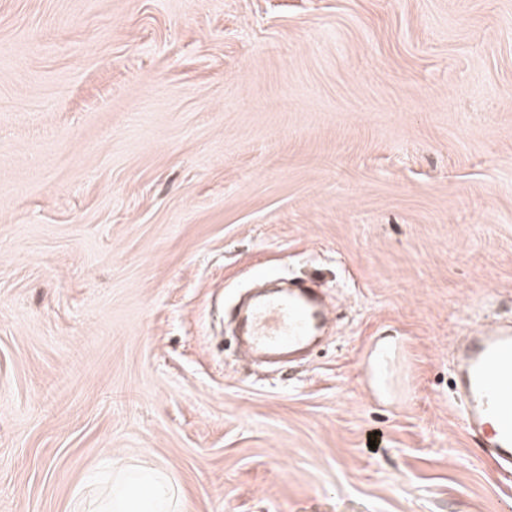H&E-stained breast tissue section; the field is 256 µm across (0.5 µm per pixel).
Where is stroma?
Listing matches in <instances>:
<instances>
[{
	"mask_svg": "<svg viewBox=\"0 0 512 512\" xmlns=\"http://www.w3.org/2000/svg\"><path fill=\"white\" fill-rule=\"evenodd\" d=\"M319 282L305 365L237 355ZM512 318V0H0V512H512L452 405ZM134 479L140 488L137 507H133L125 493V484ZM175 497L173 488L157 469L140 468L126 471L115 478L112 497L102 512H170Z\"/></svg>",
	"mask_w": 512,
	"mask_h": 512,
	"instance_id": "1",
	"label": "stroma"
}]
</instances>
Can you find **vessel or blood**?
Returning a JSON list of instances; mask_svg holds the SVG:
<instances>
[{
    "instance_id": "1",
    "label": "vessel or blood",
    "mask_w": 512,
    "mask_h": 512,
    "mask_svg": "<svg viewBox=\"0 0 512 512\" xmlns=\"http://www.w3.org/2000/svg\"><path fill=\"white\" fill-rule=\"evenodd\" d=\"M330 311L306 284L259 297L240 314L250 355L289 363L317 346ZM454 399L468 435L512 477V321L478 327L453 345Z\"/></svg>"
}]
</instances>
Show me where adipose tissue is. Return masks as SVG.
<instances>
[{"label": "adipose tissue", "instance_id": "obj_1", "mask_svg": "<svg viewBox=\"0 0 512 512\" xmlns=\"http://www.w3.org/2000/svg\"><path fill=\"white\" fill-rule=\"evenodd\" d=\"M173 488L156 469L140 468L116 478L104 512H170Z\"/></svg>", "mask_w": 512, "mask_h": 512}]
</instances>
